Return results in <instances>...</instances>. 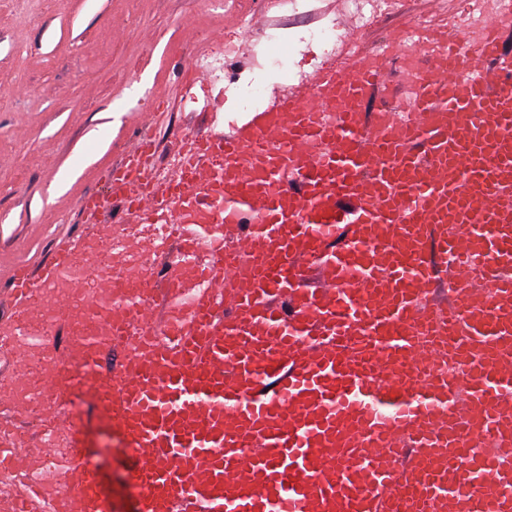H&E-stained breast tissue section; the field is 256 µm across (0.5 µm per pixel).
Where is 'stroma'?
<instances>
[{
    "label": "stroma",
    "instance_id": "obj_1",
    "mask_svg": "<svg viewBox=\"0 0 512 512\" xmlns=\"http://www.w3.org/2000/svg\"><path fill=\"white\" fill-rule=\"evenodd\" d=\"M264 14L254 54L233 64L236 89L209 85L225 121L244 112L250 87L272 93L282 67L257 65L276 51L273 35L314 27L340 13V0H313L298 18L273 0H243ZM238 30L224 0H0V284L17 260L46 259L54 240L79 230L76 202L102 191V171L149 126L160 158L185 133L204 128V110L182 97L183 72L209 51L235 41ZM83 439L98 463L112 512H134L128 454L94 391L77 388Z\"/></svg>",
    "mask_w": 512,
    "mask_h": 512
}]
</instances>
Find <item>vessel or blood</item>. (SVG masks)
Here are the masks:
<instances>
[{
    "mask_svg": "<svg viewBox=\"0 0 512 512\" xmlns=\"http://www.w3.org/2000/svg\"><path fill=\"white\" fill-rule=\"evenodd\" d=\"M504 30L461 34L437 9L373 47L348 24L333 56L244 122L211 113L173 172L155 175V141L133 142L104 192L81 196L83 230L11 268L6 512H111L64 381L74 365L125 442L136 512H512ZM414 40L423 52L396 63ZM112 202L142 254L173 240L181 260L107 332L56 302L55 325L86 328L85 352H56L39 379L52 406L22 436L33 305L111 251ZM216 203L222 223L197 220ZM49 454L47 476L17 465Z\"/></svg>",
    "mask_w": 512,
    "mask_h": 512,
    "instance_id": "1",
    "label": "vessel or blood"
}]
</instances>
